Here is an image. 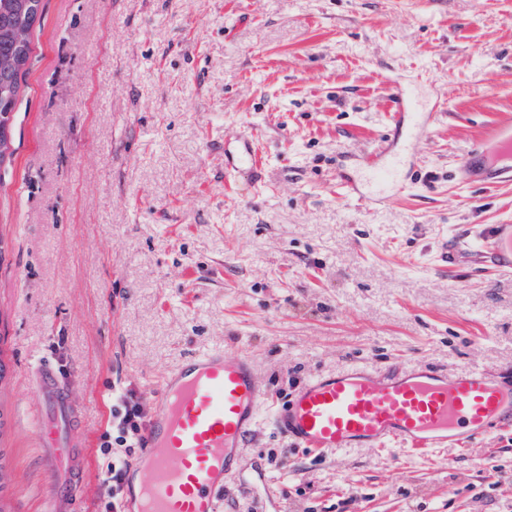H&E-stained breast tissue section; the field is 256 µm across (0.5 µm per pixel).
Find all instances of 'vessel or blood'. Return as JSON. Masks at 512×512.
<instances>
[{
    "instance_id": "obj_1",
    "label": "vessel or blood",
    "mask_w": 512,
    "mask_h": 512,
    "mask_svg": "<svg viewBox=\"0 0 512 512\" xmlns=\"http://www.w3.org/2000/svg\"><path fill=\"white\" fill-rule=\"evenodd\" d=\"M224 170L260 174L252 138L236 139ZM398 170L396 157L381 155L370 168L376 190L393 182ZM458 180L471 188L512 183L511 115L493 126L489 142H478L462 158ZM487 238L497 267L511 272L512 224L491 225ZM33 382L50 410L38 431L48 512H81L84 486L70 478L85 465L73 429L77 407L49 361L36 363ZM268 399L247 353L215 348L184 359L155 393L139 452L126 467L121 512H222L225 482L239 470L265 405L277 434L320 455L452 447L512 425V377L482 369L449 374L429 364L389 372L352 365L310 376L284 404Z\"/></svg>"
}]
</instances>
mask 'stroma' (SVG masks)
<instances>
[{
    "mask_svg": "<svg viewBox=\"0 0 512 512\" xmlns=\"http://www.w3.org/2000/svg\"><path fill=\"white\" fill-rule=\"evenodd\" d=\"M43 4L0 165V512H42L43 358L70 377L88 512L108 393L151 401L194 352L248 353L277 403L351 365L512 373V275L469 253L512 222V185L455 177L512 111V0ZM239 136L261 182L224 173ZM385 147L403 178L348 197ZM223 512H512V427L321 456L263 418Z\"/></svg>",
    "mask_w": 512,
    "mask_h": 512,
    "instance_id": "1",
    "label": "stroma"
}]
</instances>
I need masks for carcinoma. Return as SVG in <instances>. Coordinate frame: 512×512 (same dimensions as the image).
Wrapping results in <instances>:
<instances>
[{
  "mask_svg": "<svg viewBox=\"0 0 512 512\" xmlns=\"http://www.w3.org/2000/svg\"><path fill=\"white\" fill-rule=\"evenodd\" d=\"M42 14L43 0H0V164L13 155L15 106Z\"/></svg>",
  "mask_w": 512,
  "mask_h": 512,
  "instance_id": "obj_1",
  "label": "carcinoma"
}]
</instances>
